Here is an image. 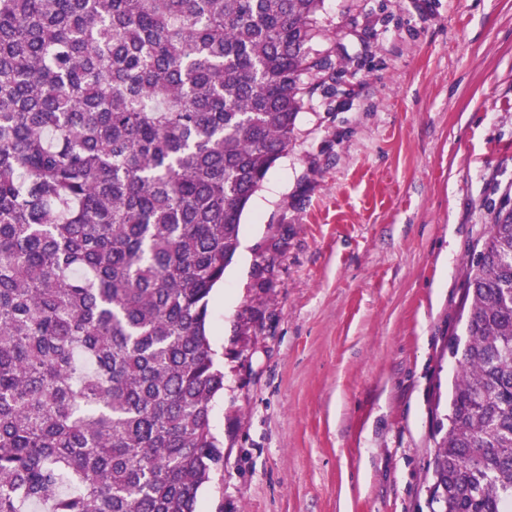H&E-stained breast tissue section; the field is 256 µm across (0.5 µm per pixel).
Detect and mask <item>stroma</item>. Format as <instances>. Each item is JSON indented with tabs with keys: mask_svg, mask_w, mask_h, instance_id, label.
<instances>
[{
	"mask_svg": "<svg viewBox=\"0 0 512 512\" xmlns=\"http://www.w3.org/2000/svg\"><path fill=\"white\" fill-rule=\"evenodd\" d=\"M332 78L207 322L224 466L197 512H428L466 264L512 190V0H325Z\"/></svg>",
	"mask_w": 512,
	"mask_h": 512,
	"instance_id": "35a3bbf8",
	"label": "stroma"
}]
</instances>
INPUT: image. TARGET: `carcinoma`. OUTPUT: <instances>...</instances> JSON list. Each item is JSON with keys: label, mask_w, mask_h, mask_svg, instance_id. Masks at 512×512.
Returning <instances> with one entry per match:
<instances>
[{"label": "carcinoma", "mask_w": 512, "mask_h": 512, "mask_svg": "<svg viewBox=\"0 0 512 512\" xmlns=\"http://www.w3.org/2000/svg\"><path fill=\"white\" fill-rule=\"evenodd\" d=\"M324 0H0V512H196L206 323ZM430 512H512V196L466 272Z\"/></svg>", "instance_id": "cac0c4a2"}]
</instances>
